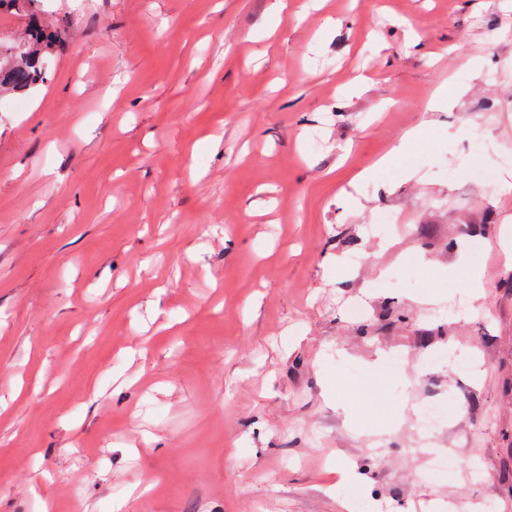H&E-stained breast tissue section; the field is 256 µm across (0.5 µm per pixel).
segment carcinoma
Segmentation results:
<instances>
[{
	"label": "carcinoma",
	"mask_w": 512,
	"mask_h": 512,
	"mask_svg": "<svg viewBox=\"0 0 512 512\" xmlns=\"http://www.w3.org/2000/svg\"><path fill=\"white\" fill-rule=\"evenodd\" d=\"M39 4L40 0H0V14L22 13L27 19L9 44L0 42V95L27 97L49 79L63 37Z\"/></svg>",
	"instance_id": "carcinoma-1"
}]
</instances>
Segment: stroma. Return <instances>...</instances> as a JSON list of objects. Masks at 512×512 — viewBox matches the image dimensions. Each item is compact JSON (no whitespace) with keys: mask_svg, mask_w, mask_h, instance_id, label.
I'll list each match as a JSON object with an SVG mask.
<instances>
[{"mask_svg":"<svg viewBox=\"0 0 512 512\" xmlns=\"http://www.w3.org/2000/svg\"><path fill=\"white\" fill-rule=\"evenodd\" d=\"M277 8L51 0L0 112V512H512V0Z\"/></svg>","mask_w":512,"mask_h":512,"instance_id":"35a3bbf8","label":"stroma"}]
</instances>
